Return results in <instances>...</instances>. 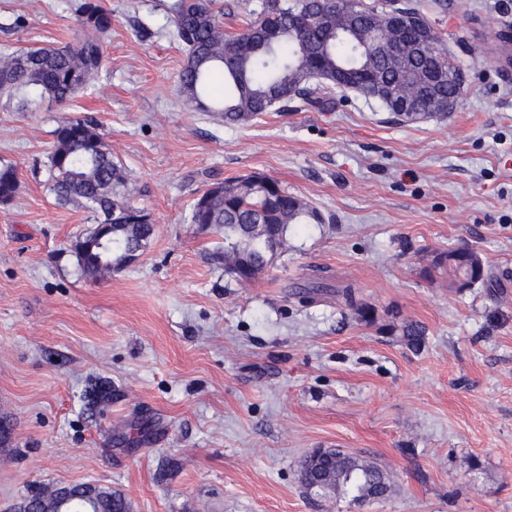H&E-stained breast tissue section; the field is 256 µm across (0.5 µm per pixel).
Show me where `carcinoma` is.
Segmentation results:
<instances>
[{
	"label": "carcinoma",
	"mask_w": 512,
	"mask_h": 512,
	"mask_svg": "<svg viewBox=\"0 0 512 512\" xmlns=\"http://www.w3.org/2000/svg\"><path fill=\"white\" fill-rule=\"evenodd\" d=\"M262 0L242 28L224 30V10L215 0H171L169 26L186 49L179 89L193 106L226 125L249 122L295 98L313 104L337 92L354 91L385 108L397 90L426 99L456 100L464 89L460 67L448 62L440 39L417 5L404 8L401 30L393 28L384 6L363 0ZM75 42L63 46L6 48L0 51V94L26 91L65 103L95 87L105 67L103 38L112 30V12L101 0H79ZM420 44L446 66L450 77L426 90L417 85ZM47 181L61 204H79L103 214L112 233L99 236L95 225L83 238L93 251L75 252L88 276L121 269L132 248H143L153 234L150 215L133 206L131 171L112 157L97 124L88 119L62 122L47 157ZM15 166H0V203L18 192ZM322 223L317 209L288 193L269 176L227 178L210 185L192 205L189 223L224 235L214 252L224 272L248 283L267 267V251L283 248L288 226ZM301 483L322 484L323 493L354 500L382 499L391 492L387 472L374 462L342 450L310 454ZM103 512H132L124 494L97 488Z\"/></svg>",
	"instance_id": "cac0c4a2"
}]
</instances>
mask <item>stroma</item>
Segmentation results:
<instances>
[{"label": "stroma", "instance_id": "35a3bbf8", "mask_svg": "<svg viewBox=\"0 0 512 512\" xmlns=\"http://www.w3.org/2000/svg\"><path fill=\"white\" fill-rule=\"evenodd\" d=\"M75 2L0 0V49L73 41ZM168 2L102 0L99 89L32 111L0 97L19 177L0 204V512L48 483L120 491L133 512H512V0H426L465 78L448 114L401 122L349 92L235 126L180 94ZM85 117L154 224L136 262L97 277L73 253L93 214L58 204L45 168L58 125ZM252 173L323 221L290 225L242 284L211 258L223 235L188 216L205 184ZM460 247L487 280L424 275ZM317 448L376 462L390 494H308Z\"/></svg>", "mask_w": 512, "mask_h": 512}]
</instances>
